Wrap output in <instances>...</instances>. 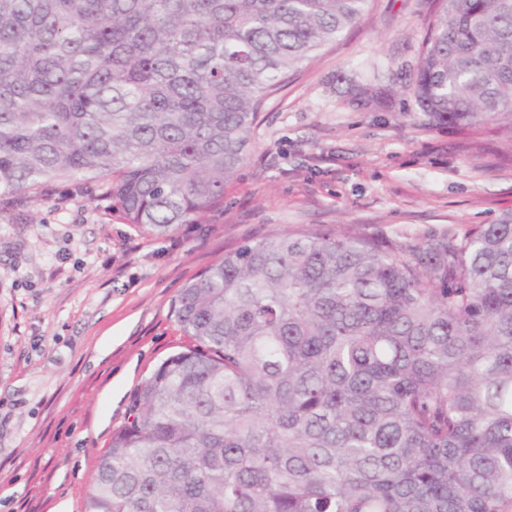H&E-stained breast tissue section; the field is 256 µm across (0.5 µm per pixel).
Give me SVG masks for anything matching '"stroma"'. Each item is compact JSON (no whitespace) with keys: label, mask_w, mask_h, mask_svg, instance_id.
I'll return each instance as SVG.
<instances>
[{"label":"stroma","mask_w":512,"mask_h":512,"mask_svg":"<svg viewBox=\"0 0 512 512\" xmlns=\"http://www.w3.org/2000/svg\"><path fill=\"white\" fill-rule=\"evenodd\" d=\"M427 0H370L290 72L223 209L141 233L97 185L57 181L0 207V512H85L131 398L192 346L178 291L243 241L350 227L396 243L512 212V131L429 124L411 92ZM386 90L367 104L356 89Z\"/></svg>","instance_id":"obj_1"}]
</instances>
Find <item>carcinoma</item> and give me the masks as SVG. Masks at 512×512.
<instances>
[{
  "label": "carcinoma",
  "mask_w": 512,
  "mask_h": 512,
  "mask_svg": "<svg viewBox=\"0 0 512 512\" xmlns=\"http://www.w3.org/2000/svg\"><path fill=\"white\" fill-rule=\"evenodd\" d=\"M368 0H0V204L98 182L157 235L224 205L285 75ZM412 92L512 128V0H433ZM86 512H512V213L287 232L181 288Z\"/></svg>",
  "instance_id": "carcinoma-1"
}]
</instances>
